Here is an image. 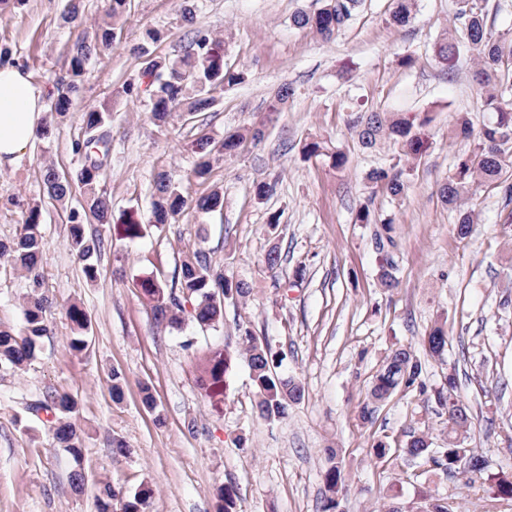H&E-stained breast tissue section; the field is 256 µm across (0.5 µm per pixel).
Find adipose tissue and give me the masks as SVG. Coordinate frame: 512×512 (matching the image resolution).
Here are the masks:
<instances>
[{
    "instance_id": "ef3b65f1",
    "label": "adipose tissue",
    "mask_w": 512,
    "mask_h": 512,
    "mask_svg": "<svg viewBox=\"0 0 512 512\" xmlns=\"http://www.w3.org/2000/svg\"><path fill=\"white\" fill-rule=\"evenodd\" d=\"M43 92L16 66L0 67V169L31 147L43 123Z\"/></svg>"
}]
</instances>
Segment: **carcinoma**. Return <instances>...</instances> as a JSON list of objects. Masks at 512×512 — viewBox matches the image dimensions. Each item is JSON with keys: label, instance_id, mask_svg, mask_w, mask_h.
Instances as JSON below:
<instances>
[{"label": "carcinoma", "instance_id": "obj_1", "mask_svg": "<svg viewBox=\"0 0 512 512\" xmlns=\"http://www.w3.org/2000/svg\"><path fill=\"white\" fill-rule=\"evenodd\" d=\"M321 7L314 11H300L293 17L298 28L314 31L322 39L334 38L355 17L362 0H319ZM418 0H393L388 23L396 28L407 26L413 19ZM129 0H108L106 15L109 21L86 31L68 46L67 57L70 81L61 89L53 110L63 118L70 111L72 95L88 72L89 62L115 44L119 22L124 18ZM487 0H457L452 27L434 46L436 59L445 66L453 64L461 48L473 55L475 69L473 79L478 86L483 106L493 112L492 121L483 124L474 132L467 112L456 114L448 129V138L473 139L472 149L459 154L453 173L439 186L437 194L441 204L455 214L452 231L456 238L464 240L472 234L477 215L472 207L473 197L479 188L487 186L503 188L504 196L512 199V185H503L501 174L506 165L512 140V99L506 94L512 91V34L497 33L488 21ZM180 21L186 29L187 40L179 54L174 57L156 56L151 47L162 41L165 33L156 28L146 29L141 42L133 47V53L143 59L144 75L148 78L146 88L134 83L122 86L119 94L139 97L141 91L149 94L151 123L163 128L173 114L179 110L194 114L206 112L213 105L211 91L218 87H231L242 83L246 74L242 70L224 64L219 41L197 27L194 0H183ZM294 90L283 85L275 94L269 113L259 121L224 136L215 142L209 138L196 139L194 147L198 155L192 170L198 180H206L213 163L233 156L246 141L259 143L264 138L266 124L277 111V105L292 96ZM85 137L73 144V152L83 159L81 166L67 176L53 165L42 170V181L48 195L64 202L71 196L73 184L83 188V202L70 210L68 215V242L81 264L86 282L93 283L99 275L100 259L104 252L101 238L87 232L89 224H112V200L102 188L101 180L105 164L111 153L110 128L112 113L105 107L92 108L82 115ZM432 122L429 112H419L406 117L397 112H383L374 108L356 106L348 115L347 126L359 145L365 150L380 146L388 147L391 154L385 162L366 174L371 189L367 201L355 214L357 224H375L379 251L389 254L385 246L394 245L392 237L393 218L374 206L375 190L382 191L392 200L403 197L410 188V172L415 161L425 151L421 130ZM303 156H326L338 171L346 168L347 155L342 151L328 152L324 142L311 138L302 146ZM224 195L213 190L196 199L185 196L180 187L166 173L157 175L152 192L148 223L155 227L171 223L185 211L192 209L210 214L222 211ZM44 248L41 231V208L34 203L22 214L19 231L0 239V268L10 273H20L28 281L30 293L23 302L24 323L20 330L0 325V370L17 373L34 362L40 352L41 340L48 335L45 312L48 297L41 291L44 283L41 266ZM180 272L171 291H166L156 278H146L138 283L141 295L151 303L155 323L180 329L185 318H190L199 327H215L224 320V306L246 301L252 294L251 284L224 274V270L212 264L209 254L202 249L183 253L180 257ZM378 284L391 292L399 287L393 263H383L378 272ZM72 336L69 346L75 353L88 347L87 331L90 319L87 311L78 304L65 310ZM239 352L250 370L253 387L254 408L266 421H275L288 416L292 406L305 397V387L297 378L281 372L285 359L264 338L256 335L247 325L238 326ZM448 344L446 321L434 323L423 337L427 357L440 360ZM230 365L227 351L215 350L197 355V383L210 397L224 394L226 374ZM424 366L412 348L399 347L392 350L381 367L372 376L367 402L360 407L358 418L362 423L372 421L377 408L394 397L416 391L434 404L437 414L446 417L448 447L435 448L430 433L423 430L413 432L405 442V453L413 459H426L434 469L448 475L460 468L465 460L469 472L480 475L484 471V459L467 446L471 428L469 408L457 395L456 371L450 370L440 384L429 387L423 380ZM78 400L67 392H52L41 399L26 404L32 414L46 413L47 422L59 447L74 459H79L84 447L83 431L72 420L77 412ZM330 465L323 473V499L321 512H341L340 493L345 485L342 461L336 450L326 448ZM155 490L142 484L131 493L104 483L95 495L97 512H147ZM217 512H238L237 488L227 483L217 488Z\"/></svg>", "mask_w": 512, "mask_h": 512}]
</instances>
